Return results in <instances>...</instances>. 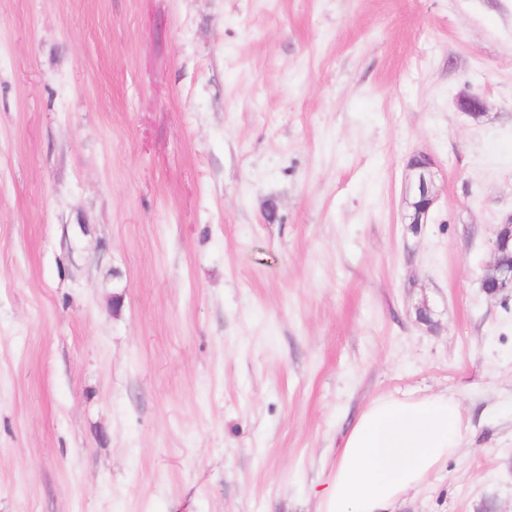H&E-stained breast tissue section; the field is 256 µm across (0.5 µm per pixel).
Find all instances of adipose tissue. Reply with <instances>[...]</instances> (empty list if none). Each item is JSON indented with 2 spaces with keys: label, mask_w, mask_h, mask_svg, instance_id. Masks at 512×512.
Segmentation results:
<instances>
[{
  "label": "adipose tissue",
  "mask_w": 512,
  "mask_h": 512,
  "mask_svg": "<svg viewBox=\"0 0 512 512\" xmlns=\"http://www.w3.org/2000/svg\"><path fill=\"white\" fill-rule=\"evenodd\" d=\"M462 433L456 394L377 397L343 438L320 512H395L456 453Z\"/></svg>",
  "instance_id": "1"
}]
</instances>
